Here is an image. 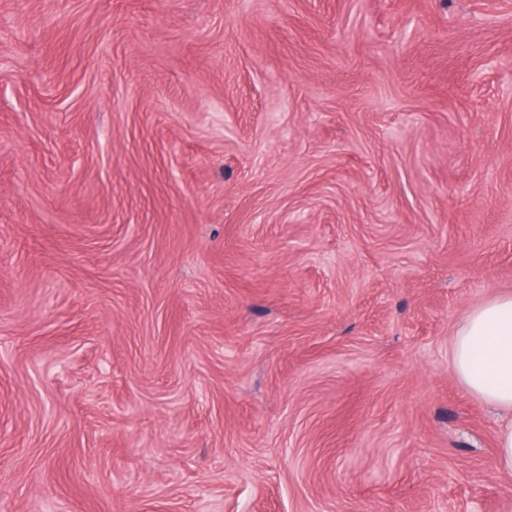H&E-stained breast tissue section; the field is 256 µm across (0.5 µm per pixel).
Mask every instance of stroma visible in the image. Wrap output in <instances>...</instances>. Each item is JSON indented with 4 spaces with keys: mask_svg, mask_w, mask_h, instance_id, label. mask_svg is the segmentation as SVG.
Listing matches in <instances>:
<instances>
[{
    "mask_svg": "<svg viewBox=\"0 0 512 512\" xmlns=\"http://www.w3.org/2000/svg\"><path fill=\"white\" fill-rule=\"evenodd\" d=\"M507 293L512 0H0V512H512ZM450 364L472 394L512 413V294L468 312L455 331ZM497 470L504 475H512V423L501 427L497 437Z\"/></svg>",
    "mask_w": 512,
    "mask_h": 512,
    "instance_id": "obj_1",
    "label": "stroma"
}]
</instances>
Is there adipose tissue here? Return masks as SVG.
<instances>
[{"label": "adipose tissue", "mask_w": 512, "mask_h": 512, "mask_svg": "<svg viewBox=\"0 0 512 512\" xmlns=\"http://www.w3.org/2000/svg\"><path fill=\"white\" fill-rule=\"evenodd\" d=\"M450 364L472 394L512 412V294L468 312L455 331Z\"/></svg>", "instance_id": "adipose-tissue-1"}]
</instances>
